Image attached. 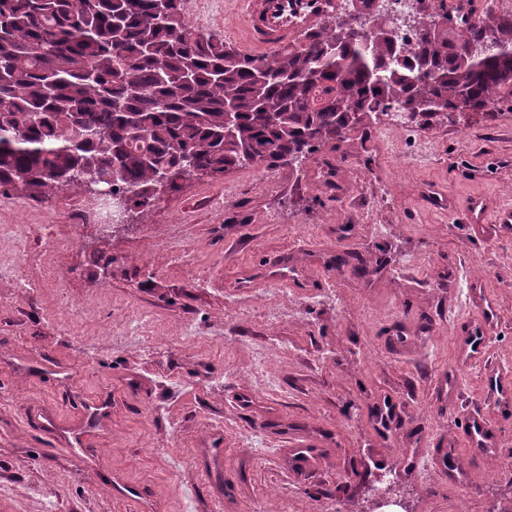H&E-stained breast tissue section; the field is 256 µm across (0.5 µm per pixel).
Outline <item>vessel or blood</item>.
Wrapping results in <instances>:
<instances>
[{"label": "vessel or blood", "instance_id": "1", "mask_svg": "<svg viewBox=\"0 0 512 512\" xmlns=\"http://www.w3.org/2000/svg\"><path fill=\"white\" fill-rule=\"evenodd\" d=\"M242 20V35L239 43L245 52L253 55L273 53L296 42L302 36L321 28L329 11V0H238ZM472 223L484 224L495 221L502 228L512 227V211L481 205L471 210ZM280 276L292 283L305 282V273L294 270L288 263L287 254L269 260L260 273L264 281ZM470 301L475 304L478 316L470 321L466 335L455 340V359L459 366L467 367L484 362L488 353L487 333L498 317V307L483 289L470 292ZM480 390L488 405L487 411L469 416L465 434L469 454L473 457L488 456L495 444L496 419L512 412V376L497 370L484 372L480 379ZM430 458L432 463L443 468L451 482H459L466 472L465 463L455 453L430 455L428 449L419 448L403 456L400 464L405 469H416L420 460ZM319 451L313 443L296 444L288 451V466L296 471L314 468Z\"/></svg>", "mask_w": 512, "mask_h": 512}]
</instances>
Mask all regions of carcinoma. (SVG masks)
<instances>
[{"label":"carcinoma","mask_w":512,"mask_h":512,"mask_svg":"<svg viewBox=\"0 0 512 512\" xmlns=\"http://www.w3.org/2000/svg\"><path fill=\"white\" fill-rule=\"evenodd\" d=\"M363 34L339 17L273 54L192 29L183 0H0V187L39 201L112 179L147 207L185 158L211 176L298 162L399 105L411 120L512 103V16L437 27L421 10L399 56L390 20ZM234 134L224 136L226 107Z\"/></svg>","instance_id":"cac0c4a2"}]
</instances>
